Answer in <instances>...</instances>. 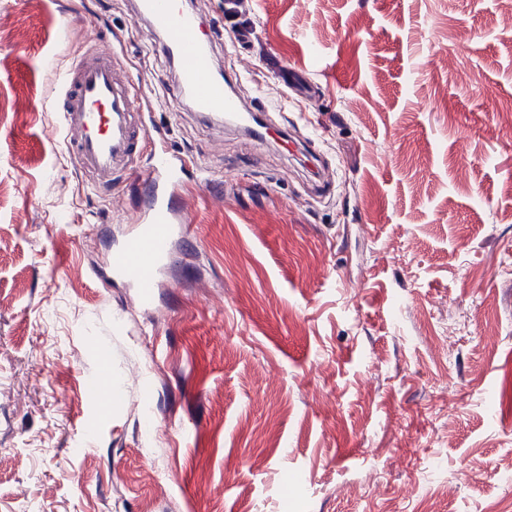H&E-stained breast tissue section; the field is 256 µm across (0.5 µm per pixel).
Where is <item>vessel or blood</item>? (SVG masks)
Here are the masks:
<instances>
[{
	"mask_svg": "<svg viewBox=\"0 0 512 512\" xmlns=\"http://www.w3.org/2000/svg\"><path fill=\"white\" fill-rule=\"evenodd\" d=\"M136 13L159 36L162 54L175 66L178 89L190 95L199 114L235 117L257 141L270 138V128L256 123L254 109L233 92L232 81L215 74L211 47L201 37L194 13L180 7L178 0H137ZM58 82L56 124L80 170L98 187L111 186L116 173L136 171L148 187L145 212L113 249L110 267L128 280L142 302H151L172 237L189 228L174 201L186 162L163 150L146 169L137 168L136 93L115 80L109 45H100L95 55L60 73ZM89 391L93 403L107 411L124 410L126 401L113 392L107 368L90 380Z\"/></svg>",
	"mask_w": 512,
	"mask_h": 512,
	"instance_id": "b4317fda",
	"label": "vessel or blood"
}]
</instances>
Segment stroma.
<instances>
[{"label":"stroma","mask_w":512,"mask_h":512,"mask_svg":"<svg viewBox=\"0 0 512 512\" xmlns=\"http://www.w3.org/2000/svg\"><path fill=\"white\" fill-rule=\"evenodd\" d=\"M55 2L0 0V512L512 502L503 0H195L216 63L301 151L194 112L132 0ZM101 41L141 86L138 164L162 145L211 172L184 176L191 232L148 305L108 264L144 184L92 192L55 130L56 72ZM102 362L122 413L89 398Z\"/></svg>","instance_id":"stroma-1"}]
</instances>
